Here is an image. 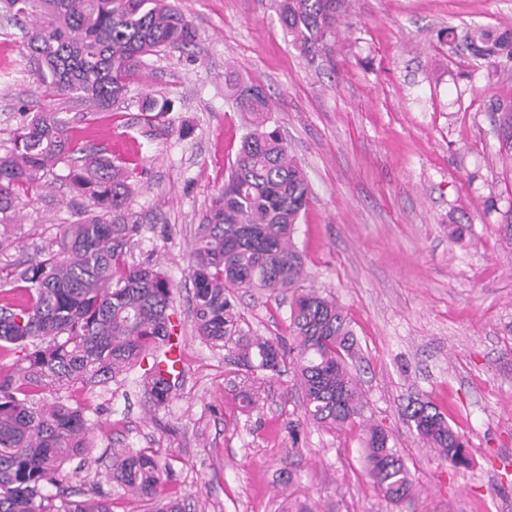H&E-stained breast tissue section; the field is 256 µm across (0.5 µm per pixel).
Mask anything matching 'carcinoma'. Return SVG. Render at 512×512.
<instances>
[{"mask_svg":"<svg viewBox=\"0 0 512 512\" xmlns=\"http://www.w3.org/2000/svg\"><path fill=\"white\" fill-rule=\"evenodd\" d=\"M26 29L25 58L42 91L27 104L9 155L0 157V224H12L32 197L65 180L88 200L83 218L62 226L43 258L5 279L22 284L25 298L0 307V348L19 350L15 368L0 373V512H111L103 500H58L44 493L63 465L85 454L86 409L59 396L50 405L34 389L66 390L75 384L115 380L144 367L142 384L156 409L169 402L178 361L162 359L180 343L174 284L155 264H134L128 254L140 235L132 211L131 176L112 157L89 152L68 134L51 106L74 96L96 113L125 98L141 78L146 57L181 50L197 32L171 0H3ZM349 0H280L279 21L305 54L330 49ZM448 49L463 45L512 76V27L479 28L458 37L445 32ZM225 85L240 112L252 116L224 186L197 224L191 255V317L201 339L233 354L248 408L258 371L278 376L285 352L276 339L248 336L232 289L292 292L290 325L294 377L304 418L331 429L361 419L368 401L348 367L357 339L336 301L303 287L301 255L292 243L311 200L308 181L271 125L266 92L228 77ZM501 149L512 152V102L490 104ZM138 110L149 125L170 110L145 97ZM424 447L455 466L469 458L463 435L430 402L415 399L403 410ZM367 475L385 499L408 503L413 478L392 437L379 425L364 427ZM168 468L153 453L112 449L107 478L126 492L155 502L153 512H187L159 498Z\"/></svg>","mask_w":512,"mask_h":512,"instance_id":"cac0c4a2","label":"carcinoma"}]
</instances>
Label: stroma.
Returning a JSON list of instances; mask_svg holds the SVG:
<instances>
[{"label":"stroma","mask_w":512,"mask_h":512,"mask_svg":"<svg viewBox=\"0 0 512 512\" xmlns=\"http://www.w3.org/2000/svg\"><path fill=\"white\" fill-rule=\"evenodd\" d=\"M198 37L148 58L128 103L90 114L83 100L54 108L81 145L133 173L141 226L128 259L149 261L176 286L184 372L157 410L140 369L64 397L87 410L92 451L65 465L70 499L112 512H150L106 477L116 448L155 452L170 466L161 497L190 512H284L289 498L317 512H512V155L500 149L490 102L512 100V80L486 61L454 55L448 28L512 23V0H351L332 52L303 55L284 32L278 0H177ZM261 85L290 155L312 190L294 234L306 287L332 297L357 338L350 363L367 419L391 434L414 497L387 501L360 458L362 432L304 421L291 366L260 376L245 409L224 350L197 335L189 259L200 215L226 179L246 119L224 74ZM36 91L22 34L0 12V156ZM170 100V122L144 125L133 100ZM84 197L57 182L7 234L8 258L39 257L53 217L75 221ZM250 336L289 335L291 296L236 291ZM432 402L468 442V466L423 448L401 411Z\"/></svg>","instance_id":"1"}]
</instances>
